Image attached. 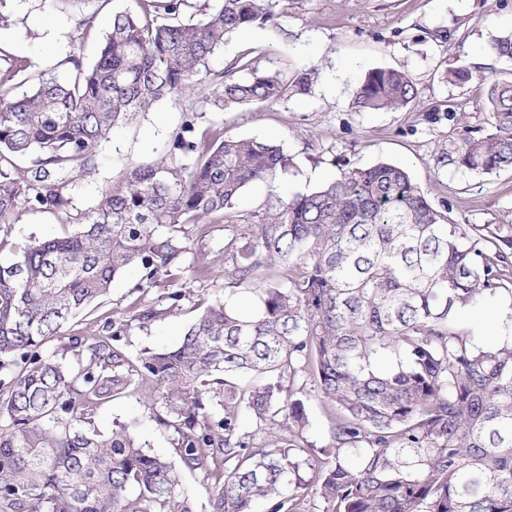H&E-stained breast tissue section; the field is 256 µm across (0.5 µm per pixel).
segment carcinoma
<instances>
[{
  "instance_id": "1",
  "label": "carcinoma",
  "mask_w": 512,
  "mask_h": 512,
  "mask_svg": "<svg viewBox=\"0 0 512 512\" xmlns=\"http://www.w3.org/2000/svg\"><path fill=\"white\" fill-rule=\"evenodd\" d=\"M135 3L112 12L89 63L73 53L59 72L7 55L0 69V512H194L184 476L202 469L209 512H310L312 498L322 512H512V341L461 321L512 296V226L450 222L389 161L240 213L244 190L293 158L199 119L305 95L320 65L291 82L244 57L243 78L211 69L226 35L280 25L283 0ZM489 52L512 61V31ZM447 78L488 85L487 127H463L448 163L511 172L512 69ZM173 96L185 119L165 152L79 210L112 130ZM415 97L408 72L373 68L352 105L397 111ZM24 209L76 228L17 244ZM220 221L224 296L199 298L176 344L130 355L131 329L172 316L183 285L212 275L187 261L189 228ZM130 268L124 319L65 332ZM163 283L170 305L145 304ZM130 388L171 432L167 454L131 422L98 429L99 409ZM310 389L330 426L320 447Z\"/></svg>"
}]
</instances>
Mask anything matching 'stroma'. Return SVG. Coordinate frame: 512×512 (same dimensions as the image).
I'll return each instance as SVG.
<instances>
[{"mask_svg":"<svg viewBox=\"0 0 512 512\" xmlns=\"http://www.w3.org/2000/svg\"><path fill=\"white\" fill-rule=\"evenodd\" d=\"M133 5V0H109L85 34L78 27L76 8L59 9L50 0H6L12 21L0 26V49L47 67L78 47L89 62L113 11ZM510 29L512 0H288L280 26L229 36L213 70L227 68L246 51L259 69H277L291 78L310 64L322 66L309 94L272 105L205 112L202 126L271 140L294 158L296 168L289 177L246 188L239 210L257 211L271 194L315 189L334 178L340 165L361 167L385 160L404 166L431 204L447 210L455 223L512 225L511 172L477 175L443 160L463 126L477 129L487 122L486 85L449 83L448 70L474 68L479 59L486 60L490 77L512 68V62L487 50L495 35ZM373 67L408 71L417 91L415 100L397 112L355 111L352 90ZM182 121L180 104L165 100L132 124L116 128L99 149L98 173L85 183L79 208L92 205L126 164L155 160ZM191 258L212 266L215 277L187 285L179 314L132 329L126 338L130 353L175 344L197 299L217 294L215 278L224 272L223 225H212L207 236L194 238ZM136 277L131 269L115 279L109 295L73 319L67 332L91 334L106 319L122 320L133 300ZM133 418L141 440L153 452L169 448L170 432L156 425L137 391L106 406L98 425L107 431L113 421Z\"/></svg>","mask_w":512,"mask_h":512,"instance_id":"1","label":"stroma"}]
</instances>
